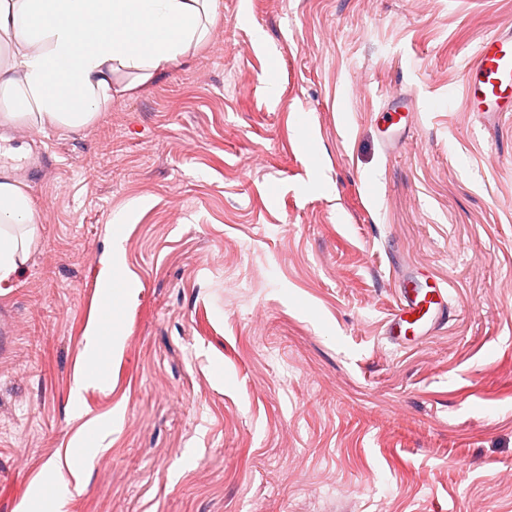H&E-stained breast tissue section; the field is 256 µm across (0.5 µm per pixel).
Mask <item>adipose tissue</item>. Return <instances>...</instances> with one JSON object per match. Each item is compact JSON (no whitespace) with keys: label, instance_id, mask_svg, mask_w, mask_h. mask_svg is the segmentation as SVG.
I'll list each match as a JSON object with an SVG mask.
<instances>
[{"label":"adipose tissue","instance_id":"1","mask_svg":"<svg viewBox=\"0 0 512 512\" xmlns=\"http://www.w3.org/2000/svg\"><path fill=\"white\" fill-rule=\"evenodd\" d=\"M218 0H0V123L79 129L115 80L144 84L188 57ZM37 238L31 197L0 177V281Z\"/></svg>","mask_w":512,"mask_h":512}]
</instances>
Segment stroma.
Wrapping results in <instances>:
<instances>
[{"mask_svg": "<svg viewBox=\"0 0 512 512\" xmlns=\"http://www.w3.org/2000/svg\"><path fill=\"white\" fill-rule=\"evenodd\" d=\"M509 26L512 0H220L83 129L0 127L38 224L0 282V512H45L53 464L86 484L64 512H512V114L462 98ZM420 272L451 312L399 345ZM85 349L88 352L81 366V369L75 376L73 394L79 396L83 387L89 379L95 378L101 369L100 361L94 356L99 351L112 349V336H106L98 323L92 326L87 336H85Z\"/></svg>", "mask_w": 512, "mask_h": 512, "instance_id": "stroma-1", "label": "stroma"}]
</instances>
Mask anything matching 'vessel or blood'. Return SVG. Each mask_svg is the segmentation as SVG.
<instances>
[{
	"label": "vessel or blood",
	"mask_w": 512,
	"mask_h": 512,
	"mask_svg": "<svg viewBox=\"0 0 512 512\" xmlns=\"http://www.w3.org/2000/svg\"><path fill=\"white\" fill-rule=\"evenodd\" d=\"M466 102L474 112H512V29L479 45L469 60ZM450 305L445 289H400L388 320L389 336L420 337L439 326Z\"/></svg>",
	"instance_id": "vessel-or-blood-1"
}]
</instances>
